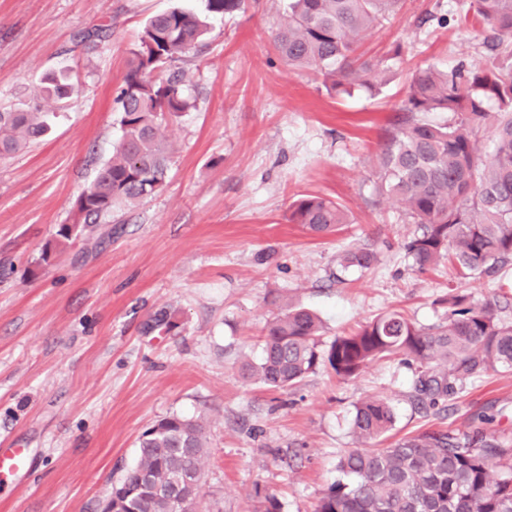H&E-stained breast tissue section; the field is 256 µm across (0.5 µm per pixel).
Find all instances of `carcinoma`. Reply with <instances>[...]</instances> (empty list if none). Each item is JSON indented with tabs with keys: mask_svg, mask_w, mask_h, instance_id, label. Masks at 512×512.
<instances>
[{
	"mask_svg": "<svg viewBox=\"0 0 512 512\" xmlns=\"http://www.w3.org/2000/svg\"><path fill=\"white\" fill-rule=\"evenodd\" d=\"M399 0H288L274 41L290 67H306L325 87L350 94L374 89L373 78L391 71L383 60L358 53L360 36ZM246 0H206L214 15L245 9ZM465 15L485 25L489 66L481 71L442 70L432 64L411 76L404 111L411 114L375 156V194L400 203L417 225L406 253L423 271L448 261L466 276L487 273L512 260V68L497 57L512 48V0H461ZM205 35L200 18L172 8L143 25L137 48L115 103L121 136L112 157L75 203V221L58 236L93 234L101 216L155 194L165 185L171 148L167 124L194 107L183 75L153 78L186 56ZM72 84L48 75L41 99L59 103ZM497 111H489L490 104ZM448 112L450 122L432 124L417 114ZM45 112H0V160L11 157L47 130ZM490 126L492 149H481L478 132ZM288 220L317 237L350 223L347 210L321 196H303L290 206ZM376 261L355 246L339 259L340 270H367ZM448 320L431 328L403 313L374 317L356 331L322 348V322L311 311L290 307L266 326L263 355L246 375L267 388H292L322 365L341 379L356 377L370 362L406 355L417 364L416 399L436 407L457 393V385L491 372L512 370V322L498 318L499 295L482 304L450 293ZM395 422L390 403L367 398L351 421L359 447L340 455L337 469L350 481L330 485L312 512H512V466L492 479L489 459L508 450L478 431L460 435L440 429L405 436L387 448L373 443ZM206 421L177 415L161 419L138 439L137 461L114 484L136 512H197V504L172 495L180 478L202 475Z\"/></svg>",
	"mask_w": 512,
	"mask_h": 512,
	"instance_id": "obj_1",
	"label": "carcinoma"
}]
</instances>
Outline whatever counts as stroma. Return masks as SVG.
<instances>
[{
  "mask_svg": "<svg viewBox=\"0 0 512 512\" xmlns=\"http://www.w3.org/2000/svg\"><path fill=\"white\" fill-rule=\"evenodd\" d=\"M174 7L208 33L180 61L194 108L166 129L163 191L104 218L49 261L77 198L120 130L114 97L145 21ZM286 0H247L212 15L205 0H0V111L35 107L44 77L66 72L69 100L48 104V130L0 164V446L28 449L26 473L0 478V512H101L160 419L204 417L201 512H311L354 448L351 420L368 397L395 413L388 441L425 429L484 428L512 442V372L464 383L436 407L415 399L403 355L342 380L326 366L272 391L243 378L266 324L287 307L313 311L323 343L398 310L430 327L448 291L483 303L512 283V261L461 277L449 263L417 270L404 245L417 231L374 194V158L406 114L413 70L478 71L483 24L454 0H400L364 32L360 50L403 56L373 91L337 94L274 47ZM110 36L85 51L81 33ZM331 198L350 223L315 238L289 223L300 197ZM372 250L368 270L340 271L341 252Z\"/></svg>",
  "mask_w": 512,
  "mask_h": 512,
  "instance_id": "35a3bbf8",
  "label": "stroma"
}]
</instances>
